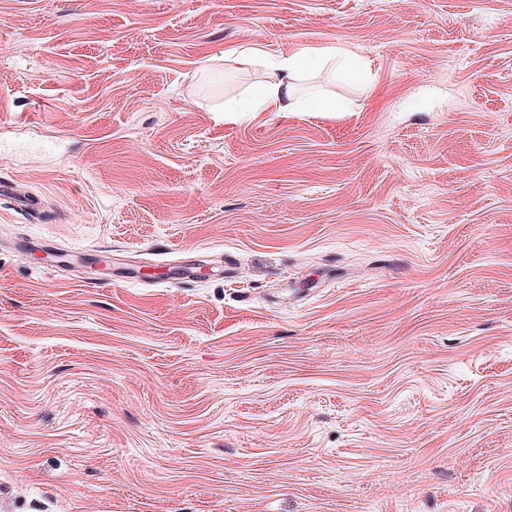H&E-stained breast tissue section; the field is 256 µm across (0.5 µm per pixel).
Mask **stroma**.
Wrapping results in <instances>:
<instances>
[{"label": "stroma", "mask_w": 512, "mask_h": 512, "mask_svg": "<svg viewBox=\"0 0 512 512\" xmlns=\"http://www.w3.org/2000/svg\"><path fill=\"white\" fill-rule=\"evenodd\" d=\"M2 180L0 512H512V0H0ZM326 65L337 66L347 80L368 83L372 80L367 65L344 46L308 47L291 50L270 64L267 79L252 96L232 106V112H343L336 99L314 92L299 94L296 84Z\"/></svg>", "instance_id": "stroma-1"}]
</instances>
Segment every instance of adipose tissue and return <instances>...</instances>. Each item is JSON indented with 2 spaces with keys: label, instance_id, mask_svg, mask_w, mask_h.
<instances>
[{
  "label": "adipose tissue",
  "instance_id": "ef3b65f1",
  "mask_svg": "<svg viewBox=\"0 0 512 512\" xmlns=\"http://www.w3.org/2000/svg\"><path fill=\"white\" fill-rule=\"evenodd\" d=\"M326 65L337 66L347 80L367 83L371 80L367 65L340 45L308 47L289 51L270 65L267 79L249 98L233 106L237 112H337L340 104L321 93H298L296 85L303 76Z\"/></svg>",
  "mask_w": 512,
  "mask_h": 512
}]
</instances>
